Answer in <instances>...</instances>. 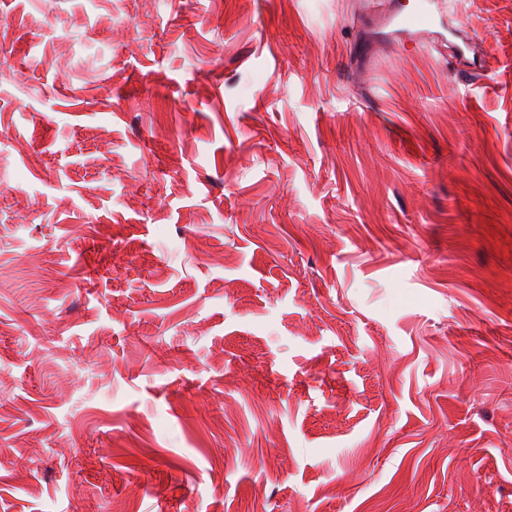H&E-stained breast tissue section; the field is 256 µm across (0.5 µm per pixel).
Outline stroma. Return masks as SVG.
Returning a JSON list of instances; mask_svg holds the SVG:
<instances>
[{
  "instance_id": "35a3bbf8",
  "label": "stroma",
  "mask_w": 512,
  "mask_h": 512,
  "mask_svg": "<svg viewBox=\"0 0 512 512\" xmlns=\"http://www.w3.org/2000/svg\"><path fill=\"white\" fill-rule=\"evenodd\" d=\"M0 14V512H512V0ZM411 10H405L399 1L367 0L365 10L383 18L385 24L395 32L414 39L418 46L429 38L437 18L443 22L446 15L441 0H418Z\"/></svg>"
}]
</instances>
